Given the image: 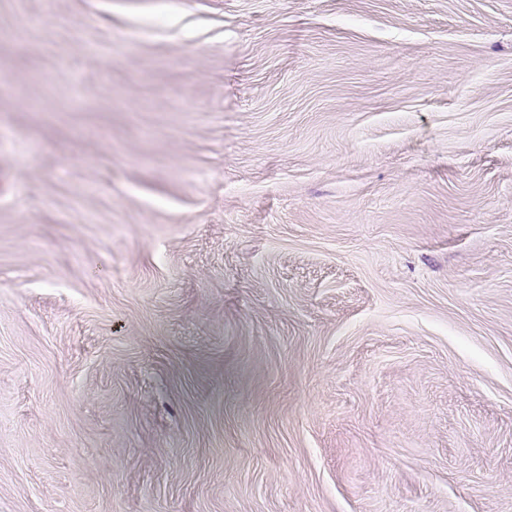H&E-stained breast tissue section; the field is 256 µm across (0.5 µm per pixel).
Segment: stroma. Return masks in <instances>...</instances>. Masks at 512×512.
<instances>
[{
    "label": "stroma",
    "mask_w": 512,
    "mask_h": 512,
    "mask_svg": "<svg viewBox=\"0 0 512 512\" xmlns=\"http://www.w3.org/2000/svg\"><path fill=\"white\" fill-rule=\"evenodd\" d=\"M0 512H512V0H0Z\"/></svg>",
    "instance_id": "obj_1"
}]
</instances>
